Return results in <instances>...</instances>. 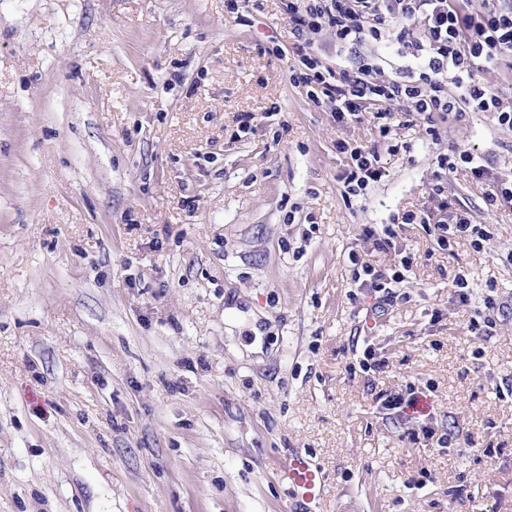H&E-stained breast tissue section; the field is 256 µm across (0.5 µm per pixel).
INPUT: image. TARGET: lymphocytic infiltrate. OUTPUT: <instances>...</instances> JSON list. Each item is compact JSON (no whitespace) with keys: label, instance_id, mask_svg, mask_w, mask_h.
<instances>
[{"label":"lymphocytic infiltrate","instance_id":"lymphocytic-infiltrate-1","mask_svg":"<svg viewBox=\"0 0 512 512\" xmlns=\"http://www.w3.org/2000/svg\"><path fill=\"white\" fill-rule=\"evenodd\" d=\"M295 39L296 66L290 80L305 87L316 103L332 104L337 119L369 118L381 136H389L399 115L426 122L436 135V117L454 112H491L499 125L512 127V107L503 105L483 76L512 57V5L493 0L485 11L466 13L458 0H288ZM421 25L425 41L411 39L412 25ZM330 31L338 51L366 42L396 39L421 58L418 75L386 78L376 64L362 60L352 68L323 65L309 49L311 35ZM351 164L344 176L345 197L364 195L386 170L376 150L348 148ZM405 223L425 225L440 249H451L456 238H472L475 247L490 245L492 235L464 215L426 209L406 214Z\"/></svg>","mask_w":512,"mask_h":512}]
</instances>
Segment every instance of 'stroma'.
<instances>
[{"instance_id": "35a3bbf8", "label": "stroma", "mask_w": 512, "mask_h": 512, "mask_svg": "<svg viewBox=\"0 0 512 512\" xmlns=\"http://www.w3.org/2000/svg\"><path fill=\"white\" fill-rule=\"evenodd\" d=\"M228 2L0 0V512H305L294 451L314 512H512V129L337 121L289 79L285 0ZM340 140L378 150L365 195ZM463 151L483 177L440 171ZM443 197L492 244L402 223ZM403 251L386 301L355 285ZM471 164L473 174L480 178L485 173L483 165H477L475 156L467 151L454 154L453 156L444 155L438 158V167L443 171H451L457 168L458 163ZM282 477L288 482L296 494H300L309 500L315 498L322 485L320 471L311 462L298 453L288 456Z\"/></svg>"}]
</instances>
